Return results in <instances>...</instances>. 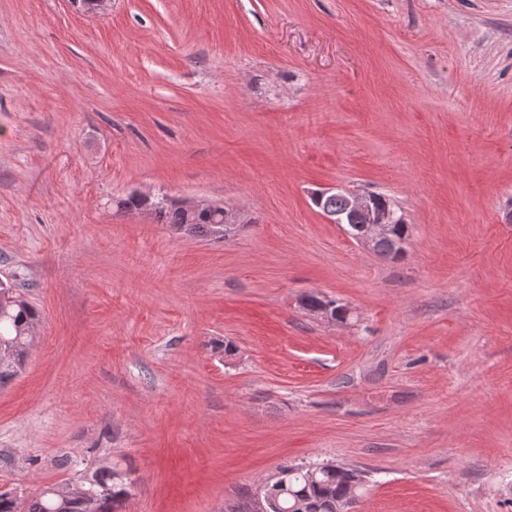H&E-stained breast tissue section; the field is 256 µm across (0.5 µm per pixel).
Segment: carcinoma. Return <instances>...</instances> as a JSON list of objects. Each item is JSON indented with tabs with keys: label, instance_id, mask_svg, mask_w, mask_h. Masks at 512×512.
<instances>
[{
	"label": "carcinoma",
	"instance_id": "carcinoma-1",
	"mask_svg": "<svg viewBox=\"0 0 512 512\" xmlns=\"http://www.w3.org/2000/svg\"><path fill=\"white\" fill-rule=\"evenodd\" d=\"M375 203L389 206L397 213L399 222L393 225L392 234L371 243L378 255L398 260L403 250L398 244L409 239L411 225L407 224L402 210L387 195H374ZM150 206L152 215L160 224L170 226L176 233H189L191 237L217 238L215 218L200 212L189 214L180 204L158 197L147 201L131 194L119 199L118 210H138ZM315 206L334 220H345L347 234L358 239L357 225L361 215L348 209L342 194H328L315 200ZM306 309L328 308L336 320L350 319L345 306L334 299L309 294L302 298ZM39 321V312L14 284L0 282V387L18 376L25 367L32 344L33 328ZM363 475L355 468L333 465L314 473L305 465L280 468L268 483L267 492L273 501L272 512H351L363 488ZM135 480L114 464L109 468L91 470L86 479L72 481L69 498L63 502L55 495L56 485H48L32 495L12 496L0 491V512H126V505L133 496Z\"/></svg>",
	"mask_w": 512,
	"mask_h": 512
}]
</instances>
